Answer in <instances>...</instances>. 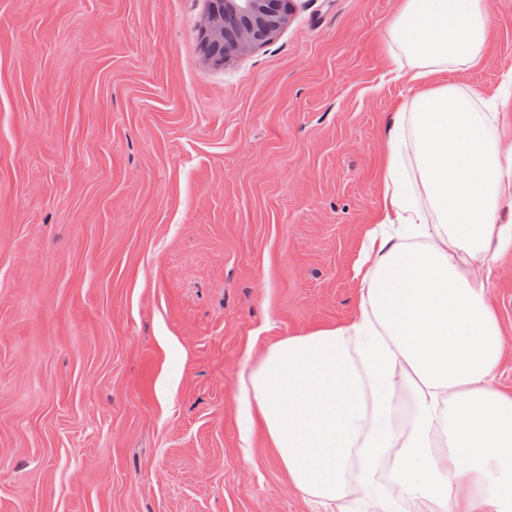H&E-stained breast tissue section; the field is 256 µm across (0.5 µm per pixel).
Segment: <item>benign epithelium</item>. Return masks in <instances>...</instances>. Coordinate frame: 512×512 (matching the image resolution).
Instances as JSON below:
<instances>
[{
	"mask_svg": "<svg viewBox=\"0 0 512 512\" xmlns=\"http://www.w3.org/2000/svg\"><path fill=\"white\" fill-rule=\"evenodd\" d=\"M206 45L210 59L222 63L231 54L265 43L288 21L290 0H216Z\"/></svg>",
	"mask_w": 512,
	"mask_h": 512,
	"instance_id": "7a95c632",
	"label": "benign epithelium"
}]
</instances>
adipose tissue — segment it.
<instances>
[{
    "label": "adipose tissue",
    "mask_w": 512,
    "mask_h": 512,
    "mask_svg": "<svg viewBox=\"0 0 512 512\" xmlns=\"http://www.w3.org/2000/svg\"><path fill=\"white\" fill-rule=\"evenodd\" d=\"M488 26L480 0H404L387 67L423 90L394 108L357 312L275 342L240 381L290 482L342 512H512V392L493 384L504 342L481 275L512 248V70L490 94L444 78L479 64Z\"/></svg>",
    "instance_id": "1"
}]
</instances>
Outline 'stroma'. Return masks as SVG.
I'll return each mask as SVG.
<instances>
[{
    "mask_svg": "<svg viewBox=\"0 0 512 512\" xmlns=\"http://www.w3.org/2000/svg\"><path fill=\"white\" fill-rule=\"evenodd\" d=\"M477 68L512 67V0ZM402 0H294L221 65L209 0H0V512H323L247 436L269 344L354 315ZM490 298L512 389V252Z\"/></svg>",
    "mask_w": 512,
    "mask_h": 512,
    "instance_id": "35a3bbf8",
    "label": "stroma"
}]
</instances>
